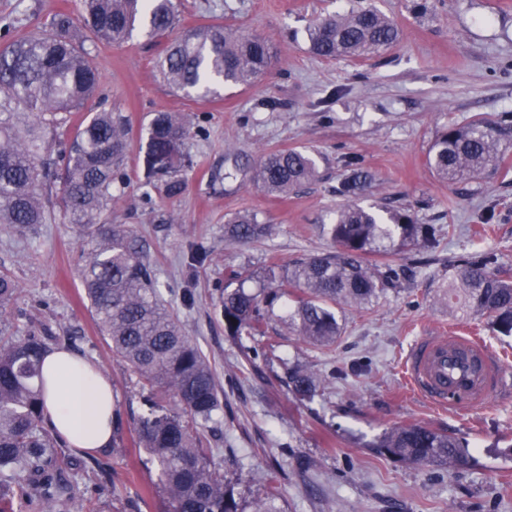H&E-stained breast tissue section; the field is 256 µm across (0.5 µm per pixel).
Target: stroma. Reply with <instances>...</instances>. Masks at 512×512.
<instances>
[{"label": "stroma", "mask_w": 512, "mask_h": 512, "mask_svg": "<svg viewBox=\"0 0 512 512\" xmlns=\"http://www.w3.org/2000/svg\"><path fill=\"white\" fill-rule=\"evenodd\" d=\"M354 4L390 17L399 41L364 59L313 54L309 25ZM80 8V0H0V18L15 20L18 38ZM179 12L180 31L218 24L259 34L278 51L262 81L214 98L174 93L156 67L164 46L143 30L119 46L91 47L97 100L128 118L132 140L160 111L184 113L200 127L188 142L193 164L181 173L179 196L145 194L134 154L106 218L147 242L164 300L216 373L222 408L198 430L213 465L236 481L248 510L271 496L280 512H512V336L456 309L446 293L449 258L481 248L512 269V150L505 170L467 183L440 180L427 165L448 124L512 112V0H179ZM288 148L309 151L320 177L287 197L268 196L250 172L264 152ZM351 157L374 176L372 201L414 205L436 242L398 252L396 263L414 272L399 290L343 306L334 345L304 344L274 324L282 361L267 363L250 339L228 335L220 291L230 270L288 265L329 248L322 226L341 202L334 188ZM239 212L257 213L271 234L229 243L225 222ZM80 266L78 233L63 213L31 233L0 224V271L19 285L0 334L31 332L48 347L70 348L95 362L118 395L123 450L106 459L117 493L98 492L97 471L79 472L70 512H130L132 501L139 512H170L136 445L138 378L99 332ZM447 329L478 333L508 365L483 408L434 409L403 380L401 359L415 337ZM288 364L321 377L313 401L289 393ZM409 423L465 437L469 463L412 465L372 451L384 432Z\"/></svg>", "instance_id": "1"}]
</instances>
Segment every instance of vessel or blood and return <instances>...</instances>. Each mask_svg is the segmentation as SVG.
Returning a JSON list of instances; mask_svg holds the SVG:
<instances>
[{"label": "vessel or blood", "mask_w": 512, "mask_h": 512, "mask_svg": "<svg viewBox=\"0 0 512 512\" xmlns=\"http://www.w3.org/2000/svg\"><path fill=\"white\" fill-rule=\"evenodd\" d=\"M409 389L431 406L476 407L496 390L503 364L482 341L449 332L421 336L403 361Z\"/></svg>", "instance_id": "vessel-or-blood-1"}]
</instances>
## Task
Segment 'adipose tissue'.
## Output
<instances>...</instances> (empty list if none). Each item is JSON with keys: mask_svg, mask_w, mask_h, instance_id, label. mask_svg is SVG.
Here are the masks:
<instances>
[{"mask_svg": "<svg viewBox=\"0 0 512 512\" xmlns=\"http://www.w3.org/2000/svg\"><path fill=\"white\" fill-rule=\"evenodd\" d=\"M43 377V413L56 432L84 451L110 445L116 397L99 367L74 351L53 348Z\"/></svg>", "mask_w": 512, "mask_h": 512, "instance_id": "obj_1", "label": "adipose tissue"}]
</instances>
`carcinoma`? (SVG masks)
<instances>
[{
    "mask_svg": "<svg viewBox=\"0 0 512 512\" xmlns=\"http://www.w3.org/2000/svg\"><path fill=\"white\" fill-rule=\"evenodd\" d=\"M176 0H82L81 19L61 12L41 28L0 50V224L19 232L52 220L45 201L48 179L60 184V207L79 233L81 276L100 332L112 352L137 375L145 410L135 423L136 443L157 472L156 488L172 512H245L234 485L211 469L197 428L221 410L215 376L198 347L166 306L141 240L125 224H110L104 212L126 182L132 151L128 120L119 112H91L58 156L53 174L37 158L44 129L82 111L99 85V71L84 42L93 38L121 45L140 23L152 38L169 37L178 24ZM395 22L371 7H352L317 19L309 29L312 52L320 57L363 58L392 46ZM274 52L265 40L220 25H199L167 43L158 71L186 96L218 93L225 86L251 85L269 72ZM191 123L176 112H156L139 147L143 186L176 197L178 177L191 163ZM512 147V113L496 122L474 119L450 124L433 140L427 164L440 179L455 183L499 169ZM318 176L316 160L298 149L265 153L251 179L268 195L283 197ZM371 186L357 158L349 160L336 186L342 204L324 232L333 249L289 267L272 260L255 273L233 270L224 285L221 312L230 335L266 337L275 311L287 332L316 346L336 342L344 325L338 306H363L400 284L391 259L394 246L429 247L434 227L419 223L410 206L375 209L362 205ZM270 225L256 213L227 222L232 243L257 241ZM448 294L474 317L491 319L493 331L512 335V276L491 252L448 260ZM256 283V291L245 283ZM17 291L0 273V313ZM47 346L35 335L0 337V512H68L76 496L65 440L43 417L41 374ZM289 391L311 401L319 377L298 365L285 369ZM377 453L418 465L463 466L469 443L463 437L420 424L395 426L371 445Z\"/></svg>",
    "mask_w": 512,
    "mask_h": 512,
    "instance_id": "1",
    "label": "carcinoma"
}]
</instances>
